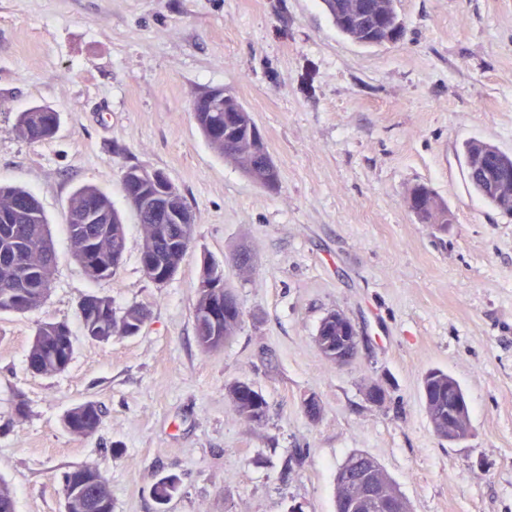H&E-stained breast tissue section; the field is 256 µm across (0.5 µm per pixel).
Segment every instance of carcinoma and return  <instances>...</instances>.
Masks as SVG:
<instances>
[{"mask_svg": "<svg viewBox=\"0 0 512 512\" xmlns=\"http://www.w3.org/2000/svg\"><path fill=\"white\" fill-rule=\"evenodd\" d=\"M326 12L339 33L362 47H375L394 42L399 31L405 29L404 21L396 10L395 0H386L387 10L382 21H374L368 14L350 8L352 0H321ZM224 111L234 112L236 121L233 126H224V134L218 136L212 132L211 113L196 112V119L204 136L223 157L231 159L245 176L262 188L271 189L278 185L279 173L273 161L258 162L256 155L267 152L265 142L251 137L250 127L255 124L251 112L233 95L224 98ZM54 112L47 108L38 109V117H19L15 134L25 140L41 141L53 136ZM462 153L469 186L489 206L512 215V183L507 186L492 187L489 182V170L502 165L512 167V154L505 153L495 146L478 139L465 142ZM418 199L419 209L413 212L421 224H433L440 231H448L452 223V214L448 207L439 202L432 191L417 185L410 191ZM133 209L144 229L143 249L158 246L160 224H166L171 232L191 237V226L181 224L178 211H173L162 222L154 220L150 213L135 205ZM77 213L93 214L97 221L91 224H79L74 221ZM68 234L76 261L86 256L87 263L82 265L86 275L93 280L110 279L121 264L125 236L120 215L112 208L110 199L92 186L77 189L69 203ZM53 254L47 219L35 197L28 191L15 187L0 186V313L25 312L42 305L46 295L38 288L31 289L26 307H20L15 301L11 284L27 277L40 285L51 284L53 265L49 255ZM107 312L90 305L79 314L84 334L93 340L107 341L118 335H126L129 328L145 318L143 308L132 306L121 316L112 309V300L100 298ZM241 320V312L226 310L220 321L196 322L200 344L221 345L233 335ZM51 323L38 325L35 335L45 337L38 351L28 355L30 363H39L37 371L43 375H53L65 370L67 360L73 351L64 342L61 334L50 332ZM322 336L321 352L332 358L336 350L345 345L348 325L345 318L338 316L334 321L318 329ZM424 403L428 404L426 413L434 433L439 438L448 436V422L461 414L469 417V408L459 384L448 373L431 369L424 375L422 382ZM65 418L68 424L82 436L93 434L100 423V412L92 402H85L69 410ZM62 494L67 497H79L98 491L97 508L92 512H112V497L107 480L91 468L75 470L72 480L67 474L61 477ZM179 487L158 481L153 491L157 505L171 500Z\"/></svg>", "mask_w": 512, "mask_h": 512, "instance_id": "carcinoma-1", "label": "carcinoma"}]
</instances>
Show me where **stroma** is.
I'll use <instances>...</instances> for the list:
<instances>
[{"instance_id":"stroma-1","label":"stroma","mask_w":512,"mask_h":512,"mask_svg":"<svg viewBox=\"0 0 512 512\" xmlns=\"http://www.w3.org/2000/svg\"><path fill=\"white\" fill-rule=\"evenodd\" d=\"M400 41L360 47L320 0H0V185L38 199L55 254L46 301L0 313V482L15 512H62L63 472L90 466L112 512H156L153 487L179 475L169 512H336V472L375 459L412 512H512V216L469 188L462 143L512 153V0H396ZM221 88L252 113L279 170L263 189L207 143L194 102ZM56 112L43 141L13 128ZM163 171L195 222L176 275L144 273V233L122 170ZM427 186L454 216L419 223ZM91 185L125 228L122 266L93 281L75 260L68 201ZM249 250L253 265L235 263ZM224 270L242 311L215 349L196 336L204 261ZM141 306L133 336H85L78 303ZM337 311L359 333L339 366L315 338ZM67 324L68 368H27L38 324ZM464 390L472 433L438 438L422 378ZM253 383L262 422L228 394ZM386 389L383 405L370 386ZM318 400L317 419L303 410ZM26 416H17V399ZM94 402L96 432L63 428Z\"/></svg>"}]
</instances>
